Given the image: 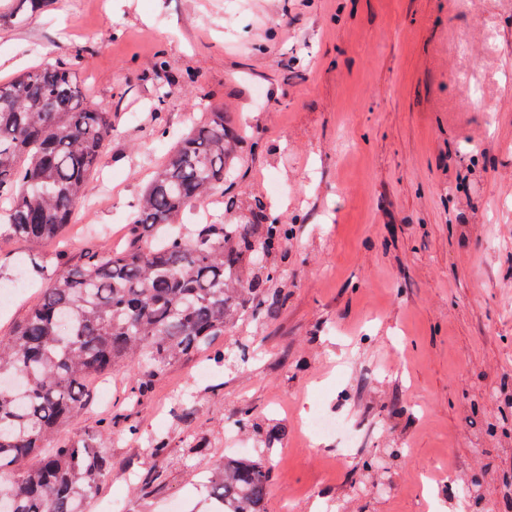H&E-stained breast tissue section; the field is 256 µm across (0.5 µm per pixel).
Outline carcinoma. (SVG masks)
<instances>
[{
	"instance_id": "1",
	"label": "carcinoma",
	"mask_w": 512,
	"mask_h": 512,
	"mask_svg": "<svg viewBox=\"0 0 512 512\" xmlns=\"http://www.w3.org/2000/svg\"><path fill=\"white\" fill-rule=\"evenodd\" d=\"M0 21L40 11L49 0H10ZM112 132V115L84 104L76 67L45 63L0 82V238L32 242L60 237ZM241 135L224 113L207 112L176 142L130 214V239L120 250L88 254L36 293L24 319L0 336V512H85L112 474L101 448L112 427L52 448L46 442L86 405V386L122 362L137 369L127 399L139 402L169 367L216 342L239 318L270 315L265 281L287 270L264 264L288 243V225L258 203L242 211L229 197V219L177 223L232 180ZM167 453L166 438L143 449L151 467ZM271 465L224 458L206 484L209 512H263Z\"/></svg>"
}]
</instances>
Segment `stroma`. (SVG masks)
I'll list each match as a JSON object with an SVG mask.
<instances>
[{
    "label": "stroma",
    "instance_id": "stroma-1",
    "mask_svg": "<svg viewBox=\"0 0 512 512\" xmlns=\"http://www.w3.org/2000/svg\"><path fill=\"white\" fill-rule=\"evenodd\" d=\"M49 61L113 131L59 244L0 240V282L28 255L49 278L122 245L173 133L207 112L245 130L237 195L293 229L268 258L287 276L262 286L278 308L224 335L248 362L181 360L138 405L120 364L109 401L58 428L113 422L88 512L117 494L206 512L209 470L241 448L272 465L266 512H512V0H50L0 24L1 81ZM318 413L360 427L348 458L311 437ZM478 464L479 498L450 497ZM167 450V441L164 437L153 439L148 448H143L144 459L151 463V467L142 481L144 488H148L151 483L158 479L159 471L156 470V464H159L165 458Z\"/></svg>",
    "mask_w": 512,
    "mask_h": 512
}]
</instances>
